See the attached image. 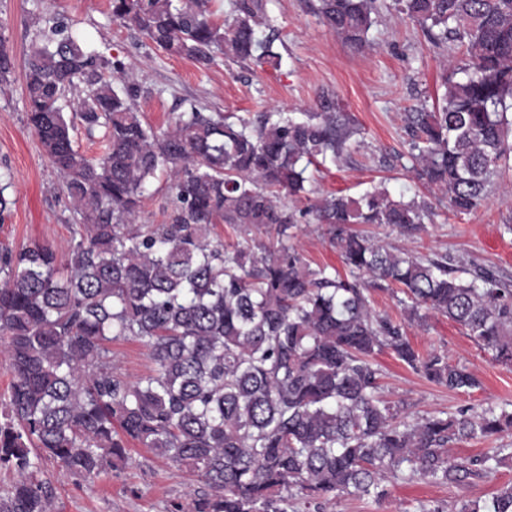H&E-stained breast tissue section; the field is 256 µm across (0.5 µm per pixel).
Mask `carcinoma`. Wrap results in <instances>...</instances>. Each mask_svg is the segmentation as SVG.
<instances>
[{
    "label": "carcinoma",
    "mask_w": 512,
    "mask_h": 512,
    "mask_svg": "<svg viewBox=\"0 0 512 512\" xmlns=\"http://www.w3.org/2000/svg\"><path fill=\"white\" fill-rule=\"evenodd\" d=\"M211 0H111L112 17L165 53L202 68L221 57L278 63L264 0H230L224 23ZM311 9L345 44L361 49L379 0H316ZM397 20L449 52L444 105L410 112L413 169L468 214L491 179L512 166V0H393ZM56 19L26 63V110L58 171L80 231L59 257L32 242L0 252V512H53L38 478L52 462L85 481L128 459L129 442L187 469L207 490L171 512H322L353 496L388 498L386 483L483 481L512 448L454 456L451 445L512 429V410L471 407L414 421L381 395L374 362L388 350L450 391L481 387L466 366L422 355L406 324L446 317L496 361L512 365V277L465 269L446 255L415 256L352 229L412 231L429 206L384 187L359 197L309 199L307 169L348 158L349 122L323 99L319 111L263 112L228 121L196 105L164 130L142 119L125 67L78 44ZM462 47L464 57L452 52ZM15 69L0 34V88ZM73 115L65 116L66 107ZM101 128L102 155L73 145L74 119ZM171 180L162 224L135 226L157 173ZM311 215L327 227L347 275L313 268L289 230ZM273 230L276 242L226 245L214 224ZM401 293L404 321L378 314L370 291ZM138 339L154 367L135 382L112 367L107 344ZM411 512H512V482L452 510L418 500Z\"/></svg>",
    "instance_id": "carcinoma-1"
}]
</instances>
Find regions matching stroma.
I'll return each instance as SVG.
<instances>
[{
	"instance_id": "35a3bbf8",
	"label": "stroma",
	"mask_w": 512,
	"mask_h": 512,
	"mask_svg": "<svg viewBox=\"0 0 512 512\" xmlns=\"http://www.w3.org/2000/svg\"><path fill=\"white\" fill-rule=\"evenodd\" d=\"M306 0H266L270 22L279 32L274 49L279 65L260 67L218 62L210 68L157 50L136 30L112 17L110 0H0V33L15 59L13 80L0 90V171L10 172L5 195L13 205L0 218V247L17 250L37 241L67 254L74 243V215L60 186L58 173L30 128L25 107V61L37 32L49 19L64 17L77 24L80 45L118 58L127 82L140 87L135 101L146 121L167 127L172 114L189 106L246 119L263 112L312 111L319 96L334 100L356 133L346 162L311 169L320 193L356 197L384 185L392 197L428 202L433 214L422 231L404 234L393 226L365 224L361 230L382 243L412 254H442L463 268L487 269L512 276V170L493 179L486 203L469 215H455L435 189L409 172L410 145L405 114L413 108L433 110L444 92L446 55L428 42L414 24L382 12L369 35L371 43L355 50L309 12ZM294 242L311 266L340 267L325 225L299 224ZM408 337L420 353L436 351L450 362L463 363L481 379L471 393L453 392L428 382L421 374L384 351L375 358L382 371L381 392L403 402L406 420L477 407L512 405V367L496 363L467 331L444 317L425 326H410ZM108 349L127 380L150 373L153 363L134 338L117 339ZM41 477L55 491L56 512H170L173 502L203 490L184 469L132 446L126 464L91 482H75L55 465ZM512 482V464L493 478L475 483L437 486L422 481L390 484L382 503L344 497L326 512H411L416 501L434 500L455 506L485 497Z\"/></svg>"
}]
</instances>
